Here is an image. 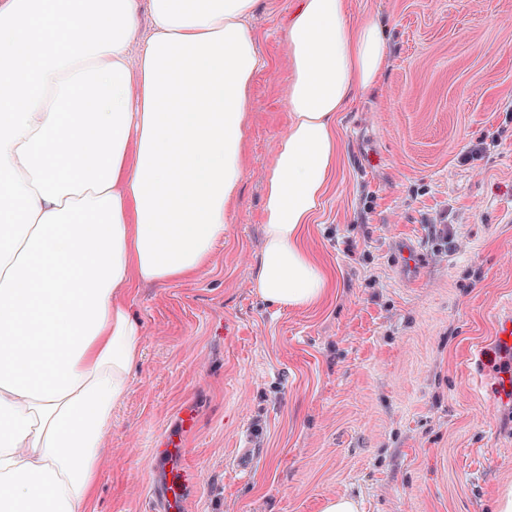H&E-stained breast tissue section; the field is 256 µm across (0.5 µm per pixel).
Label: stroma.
Wrapping results in <instances>:
<instances>
[{
    "label": "stroma",
    "mask_w": 512,
    "mask_h": 512,
    "mask_svg": "<svg viewBox=\"0 0 512 512\" xmlns=\"http://www.w3.org/2000/svg\"><path fill=\"white\" fill-rule=\"evenodd\" d=\"M295 4L257 0L249 22L269 66L227 235L193 278L131 299L144 352L112 413L97 512H150L153 451L187 409V512H320L337 496L359 512H491L512 489L494 334L512 303V0H352L385 19L387 70L337 119L338 171L304 239L336 288L302 309L252 288Z\"/></svg>",
    "instance_id": "obj_1"
}]
</instances>
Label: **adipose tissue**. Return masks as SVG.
I'll list each match as a JSON object with an SVG mask.
<instances>
[{"label":"adipose tissue","mask_w":512,"mask_h":512,"mask_svg":"<svg viewBox=\"0 0 512 512\" xmlns=\"http://www.w3.org/2000/svg\"><path fill=\"white\" fill-rule=\"evenodd\" d=\"M0 0V512H95L112 412L144 329L136 288L210 260L247 169L248 99L267 63L256 0ZM287 123L268 170L261 299L319 304L306 250L337 168V116L384 76V22L298 0Z\"/></svg>","instance_id":"ef3b65f1"}]
</instances>
